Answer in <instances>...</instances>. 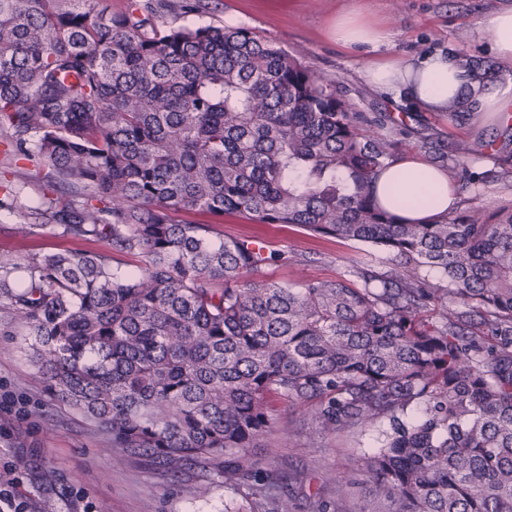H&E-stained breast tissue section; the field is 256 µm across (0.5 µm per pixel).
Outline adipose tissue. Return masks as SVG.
I'll list each match as a JSON object with an SVG mask.
<instances>
[{"label": "adipose tissue", "mask_w": 512, "mask_h": 512, "mask_svg": "<svg viewBox=\"0 0 512 512\" xmlns=\"http://www.w3.org/2000/svg\"><path fill=\"white\" fill-rule=\"evenodd\" d=\"M330 36L348 49L378 48L388 39L377 22L352 13L337 17ZM365 79L391 104L409 100L427 112L448 113L466 105L477 113L512 112V92L498 88L477 91L476 80L448 55L437 53L411 63L388 60L372 64ZM378 203L410 222L453 211L457 189L448 173L416 153L389 166L376 183Z\"/></svg>", "instance_id": "obj_1"}]
</instances>
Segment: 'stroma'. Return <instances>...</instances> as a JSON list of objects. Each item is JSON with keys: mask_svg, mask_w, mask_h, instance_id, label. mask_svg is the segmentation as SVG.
Wrapping results in <instances>:
<instances>
[{"mask_svg": "<svg viewBox=\"0 0 512 512\" xmlns=\"http://www.w3.org/2000/svg\"><path fill=\"white\" fill-rule=\"evenodd\" d=\"M218 11L200 16L203 24L235 20L264 32L305 65L336 80L338 95L356 111L381 118L400 153L423 151L429 159L467 141L478 157L475 171L492 167V156L512 155V130L483 114L461 113L456 120L400 109L367 84L364 72L375 60H416L442 52L456 62H474L481 86L512 84V64L492 50L486 22L512 0H219ZM362 6L388 31L377 50H347L327 30L336 16ZM8 128L0 127V171L23 182V203L37 205L44 184L31 162L8 154ZM178 221L214 225L219 238L256 239L279 259L266 270L268 282L295 286L308 280H333L363 246L354 241L312 234L300 225L252 224L234 216L197 211L177 213ZM97 238L76 239L36 227L21 235L8 211L0 210V252L19 258L48 252L94 253L106 250ZM34 338L6 298H0V483L9 485L24 512H224L242 501L225 489L219 462L190 461L168 471L153 458L121 454L112 435L79 411L59 404L33 364ZM274 424L253 459L269 470L270 493H279L277 477L287 474L294 512H317V501L335 494L333 478H357L359 438L352 433L315 434L302 409L275 402Z\"/></svg>", "mask_w": 512, "mask_h": 512, "instance_id": "obj_1", "label": "stroma"}]
</instances>
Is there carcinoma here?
I'll use <instances>...</instances> for the list:
<instances>
[{"mask_svg":"<svg viewBox=\"0 0 512 512\" xmlns=\"http://www.w3.org/2000/svg\"><path fill=\"white\" fill-rule=\"evenodd\" d=\"M214 2L0 0V125L46 186L26 206L0 181V209L109 245L0 253L55 400L171 470L224 458V487L255 483L237 512H291L249 455L273 399L321 434L374 429L361 512H512V201L400 222L373 192L396 142L332 78L254 28L160 20ZM181 210L367 250L285 288L264 280L271 253Z\"/></svg>","mask_w":512,"mask_h":512,"instance_id":"cac0c4a2","label":"carcinoma"}]
</instances>
